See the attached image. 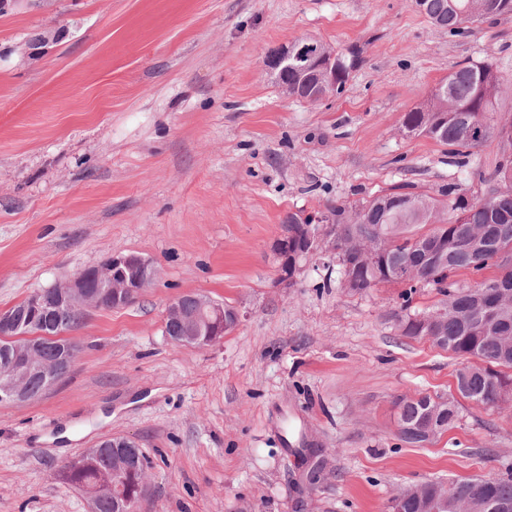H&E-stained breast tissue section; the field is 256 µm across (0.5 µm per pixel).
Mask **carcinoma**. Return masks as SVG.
<instances>
[{
    "label": "carcinoma",
    "instance_id": "obj_1",
    "mask_svg": "<svg viewBox=\"0 0 512 512\" xmlns=\"http://www.w3.org/2000/svg\"><path fill=\"white\" fill-rule=\"evenodd\" d=\"M424 15L435 27L458 32L465 23L485 21L512 14V0H424ZM359 59L346 60L336 68L333 83L341 94ZM443 109L434 103L426 110L404 114V129L419 130L437 143L448 147V154L465 158L487 142L499 138L512 141V127L498 124L501 78L489 63L464 62L441 81ZM484 197L470 199L450 185L440 190L441 198L413 191L403 183L389 191L363 198L353 204L336 203L325 209L336 224L337 246L344 250L338 257L340 276L346 275L345 262L352 263L361 293L380 283L402 284L408 291L431 285L445 297L440 306L398 317L402 335L421 339L418 320L430 314L441 315L440 329L446 336L442 350L460 360L458 374L465 376L459 388L462 397L486 410L500 406L501 390L512 388V307L499 316L494 330L479 321L482 300L476 289L494 283L512 299V156H504L486 179ZM429 226L420 233L416 227ZM435 238L445 251L442 263H433L420 251L419 240ZM410 265L418 275L402 280L393 268ZM490 267L497 274L478 284L465 285L454 280L461 271L477 274ZM83 313L65 305H52L40 320L55 333H67L83 321ZM438 405L447 415L438 418L434 436H439L459 421L455 400L448 397L403 396L394 402L399 438L421 447L431 441L420 426L426 423L428 407ZM143 455L139 448H114L105 443L94 455L83 456L64 464L57 472L59 480L94 495L95 512H122L126 505L112 491V477L119 478L120 492L137 501L146 491V469L128 462L129 455ZM437 491L448 500L471 512H483L486 501L508 505L512 512V475L479 477L452 481L448 485L429 481L420 492L402 498L392 497L388 512H424V498Z\"/></svg>",
    "mask_w": 512,
    "mask_h": 512
}]
</instances>
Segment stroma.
Returning a JSON list of instances; mask_svg holds the SVG:
<instances>
[{
  "label": "stroma",
  "instance_id": "stroma-1",
  "mask_svg": "<svg viewBox=\"0 0 512 512\" xmlns=\"http://www.w3.org/2000/svg\"><path fill=\"white\" fill-rule=\"evenodd\" d=\"M311 37L355 44L340 95H284L264 62ZM502 78L512 125V15L462 34L415 0H31L0 15V308L131 251L157 275L132 304L91 310L71 373L0 404V512H92L58 468L101 439L149 457L136 512H385L397 492L512 472V401L462 398L421 447L393 403L448 396V352L397 316L440 305L433 287L339 288L336 260L276 285L270 245L291 212L317 213L408 182L482 197L504 144L466 165L403 130L405 112L464 61ZM235 307L203 347L165 334L176 296Z\"/></svg>",
  "mask_w": 512,
  "mask_h": 512
}]
</instances>
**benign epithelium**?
Returning a JSON list of instances; mask_svg holds the SVG:
<instances>
[{
  "mask_svg": "<svg viewBox=\"0 0 512 512\" xmlns=\"http://www.w3.org/2000/svg\"><path fill=\"white\" fill-rule=\"evenodd\" d=\"M267 69L281 77L288 68L304 76L311 85L309 102H319L330 92L325 85L321 42L306 38L282 46L265 61ZM336 226L329 215L314 218L312 224H282L271 249L278 261L277 285L290 286L302 271V263L318 253L336 255ZM156 267L150 259L137 252L111 256L103 266L85 269L55 286L30 295L19 306L0 309V339L13 341V333L23 316H38L49 304L66 305L86 313L101 305L107 296L112 307L130 305L155 278ZM240 322L239 311L206 296L188 292L174 298L167 306L165 330L172 341L179 344L207 346L224 334L234 330ZM51 335L41 329L30 342L27 351L16 353L4 364L9 378L0 384V396L9 402L29 401L24 383L40 376L51 383L66 377L72 370L76 356L70 348L72 340L64 336L60 345L63 353L53 362L46 363L38 355L39 339Z\"/></svg>",
  "mask_w": 512,
  "mask_h": 512,
  "instance_id": "obj_1",
  "label": "benign epithelium"
}]
</instances>
